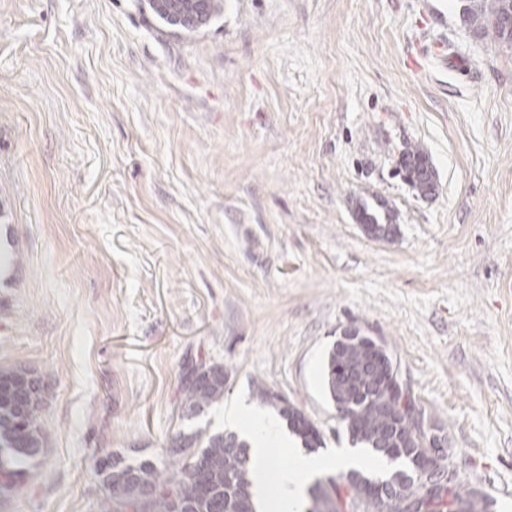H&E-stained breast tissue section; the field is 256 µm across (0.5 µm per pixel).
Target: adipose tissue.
<instances>
[{"mask_svg": "<svg viewBox=\"0 0 512 512\" xmlns=\"http://www.w3.org/2000/svg\"><path fill=\"white\" fill-rule=\"evenodd\" d=\"M224 421L238 430L250 446V480L255 512H307L308 490L320 474L346 472L354 468L380 471L384 459L340 450L325 456L305 453L286 430L282 419L267 410L239 402L226 406ZM292 454L290 465H283L278 449Z\"/></svg>", "mask_w": 512, "mask_h": 512, "instance_id": "ef3b65f1", "label": "adipose tissue"}]
</instances>
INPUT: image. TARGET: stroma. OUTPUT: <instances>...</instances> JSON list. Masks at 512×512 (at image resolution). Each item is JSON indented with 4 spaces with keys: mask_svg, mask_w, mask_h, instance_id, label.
Here are the masks:
<instances>
[{
    "mask_svg": "<svg viewBox=\"0 0 512 512\" xmlns=\"http://www.w3.org/2000/svg\"><path fill=\"white\" fill-rule=\"evenodd\" d=\"M467 0H0V367L45 387L44 452L0 512H103L116 453L164 467L189 364L351 445L325 384L380 339L489 512H512V44ZM426 154L436 189L406 179ZM392 225L369 237L362 215ZM207 0H188L186 9L184 10V0H167V7L164 12H155L157 16L170 24L173 22L172 18H177L183 12V19H189L195 25L205 23L213 12L218 8V3L215 0H209V16L206 20L205 3ZM4 226L5 233L0 240V284L8 287L16 280L20 268V259L17 244L10 237L7 225Z\"/></svg>",
    "mask_w": 512,
    "mask_h": 512,
    "instance_id": "1",
    "label": "stroma"
}]
</instances>
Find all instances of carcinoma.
Wrapping results in <instances>:
<instances>
[{
    "instance_id": "1",
    "label": "carcinoma",
    "mask_w": 512,
    "mask_h": 512,
    "mask_svg": "<svg viewBox=\"0 0 512 512\" xmlns=\"http://www.w3.org/2000/svg\"><path fill=\"white\" fill-rule=\"evenodd\" d=\"M507 0H472L464 7L477 34L512 42L504 22ZM375 346L372 336H357L349 341L343 335L332 348L326 372L330 398L340 405L342 418L353 445L400 462V468L387 478H377L351 471L311 490L308 512H345L344 506L357 505V512H420V504L408 503L413 474V457L397 451L393 434L405 435L410 422L398 405L405 401L414 410L410 397L400 398L382 389L365 376L354 382L342 373V366H357L370 357ZM33 372L18 368H0V495L19 489V481L31 461L45 447L41 420L43 389ZM25 388L23 409H18L14 394ZM253 393L259 403L277 409L289 423L290 430L311 451L321 447L318 429L298 409L282 405L275 392L256 381ZM224 397V376H202L201 383L186 377L178 398L182 414L193 417ZM170 465L157 468L149 461L127 463L118 456H106L98 465L99 475L109 490L104 512H253L251 481L247 468L248 445L233 433L192 432L183 437V447L168 449ZM381 482L402 486L399 492H374ZM453 498L462 505L461 512H487L489 497L482 490L457 479Z\"/></svg>"
}]
</instances>
